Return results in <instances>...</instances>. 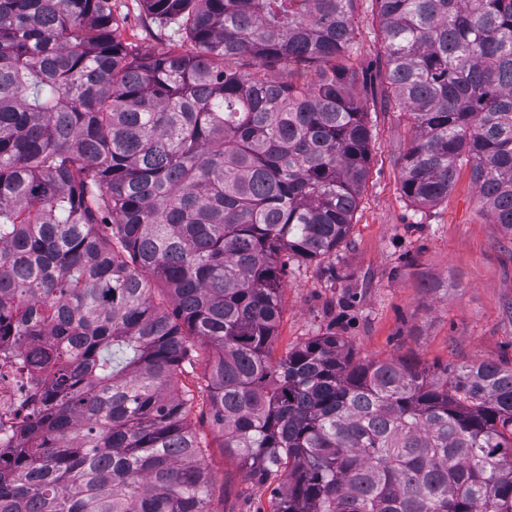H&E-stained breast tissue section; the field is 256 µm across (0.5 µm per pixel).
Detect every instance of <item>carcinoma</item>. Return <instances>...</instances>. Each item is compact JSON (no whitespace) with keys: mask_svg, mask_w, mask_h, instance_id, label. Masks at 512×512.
<instances>
[{"mask_svg":"<svg viewBox=\"0 0 512 512\" xmlns=\"http://www.w3.org/2000/svg\"><path fill=\"white\" fill-rule=\"evenodd\" d=\"M377 2L403 194L467 166L512 233V0ZM140 3L165 48L112 0H0V342L56 337L15 362L0 512H214L196 405L247 479L285 474L269 512H512V366L274 357L287 260L336 253L368 176L356 0ZM118 8L126 16L123 28V38L126 42L133 44H150L157 47L163 46L155 31L150 27L141 4L138 0H117Z\"/></svg>","mask_w":512,"mask_h":512,"instance_id":"carcinoma-1","label":"carcinoma"}]
</instances>
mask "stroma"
<instances>
[{
  "mask_svg": "<svg viewBox=\"0 0 512 512\" xmlns=\"http://www.w3.org/2000/svg\"><path fill=\"white\" fill-rule=\"evenodd\" d=\"M357 42L348 60L374 83L369 175L345 241L335 254L290 259L282 283L275 355L315 336L346 339L355 359L426 367L512 360V235L481 211L468 171L448 199L421 206L400 187L411 145L408 114L384 106V52L375 0H357ZM189 420L212 445L205 464L213 512H264L270 486L247 480L242 460L220 448L208 413Z\"/></svg>",
  "mask_w": 512,
  "mask_h": 512,
  "instance_id": "obj_1",
  "label": "stroma"
}]
</instances>
